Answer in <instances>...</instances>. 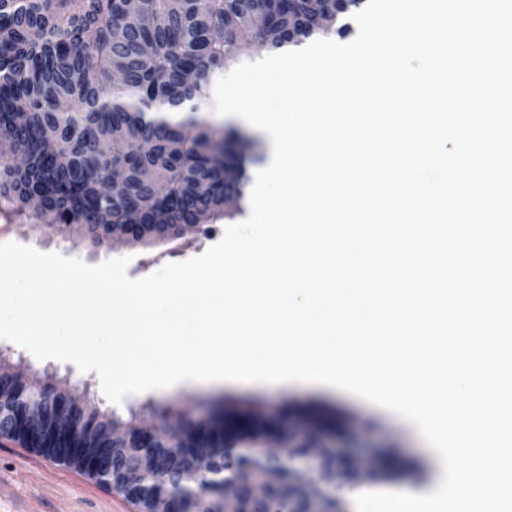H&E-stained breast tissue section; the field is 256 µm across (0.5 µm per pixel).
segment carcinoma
Listing matches in <instances>:
<instances>
[{"label": "carcinoma", "mask_w": 512, "mask_h": 512, "mask_svg": "<svg viewBox=\"0 0 512 512\" xmlns=\"http://www.w3.org/2000/svg\"><path fill=\"white\" fill-rule=\"evenodd\" d=\"M270 23L253 31L272 51L288 46V27L312 4L263 0ZM247 0H0V135L24 156L21 166L0 155V207L29 224H208L224 217V202L246 193L251 145L224 165L210 127L176 119L197 112L213 79L237 61V44L249 26ZM45 198L29 211L27 196ZM93 421L94 412L71 406L38 431L37 444L67 459L77 446L71 414ZM249 437L288 440V432L256 418ZM112 469L127 470L139 449L131 438L115 442ZM224 439L200 424L165 448L153 449L160 469L181 468L192 481L201 470L230 466ZM315 483L332 487L336 459H311ZM311 491L284 481L268 502L250 500L249 512H306ZM192 512H214L208 492L187 502Z\"/></svg>", "instance_id": "1"}]
</instances>
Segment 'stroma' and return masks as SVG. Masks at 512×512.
I'll return each instance as SVG.
<instances>
[{
  "label": "stroma",
  "mask_w": 512,
  "mask_h": 512,
  "mask_svg": "<svg viewBox=\"0 0 512 512\" xmlns=\"http://www.w3.org/2000/svg\"><path fill=\"white\" fill-rule=\"evenodd\" d=\"M197 118L219 131L236 127L254 139L260 160L249 165V175H256L270 164L272 145L264 132L239 118L217 114L209 99L201 105ZM243 219V214L238 213L155 248L140 244L114 246L108 242L97 245L43 224L27 226L23 231H1L0 243L14 241L41 252L75 257L90 265L126 256L130 259L128 276L140 279L165 264L202 254L221 239L226 226ZM0 350L7 352L11 359L31 363L54 383L80 384L101 408L112 407L120 414L133 407L142 410L147 418L180 412L197 418L226 401L261 405L265 417L281 426L309 424L335 435L348 450L380 453L391 470L389 477L377 481L380 490L431 492L443 477L440 458L419 432L412 430L408 420L346 392L322 390L301 382L291 386L241 382L220 388L193 383L131 394L113 406L104 397L96 372L79 371L68 362L34 359L30 352L6 339H0ZM0 512H137V509L121 494L77 469L5 440L0 442Z\"/></svg>",
  "instance_id": "1"
}]
</instances>
